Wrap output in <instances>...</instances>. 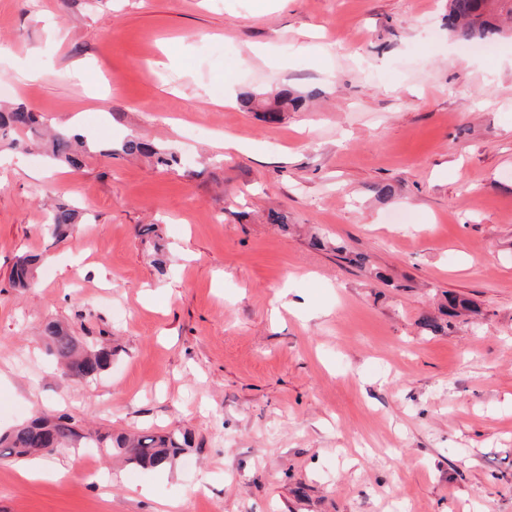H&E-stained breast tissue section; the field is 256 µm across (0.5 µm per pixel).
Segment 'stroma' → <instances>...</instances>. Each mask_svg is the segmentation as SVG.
I'll return each instance as SVG.
<instances>
[{
    "mask_svg": "<svg viewBox=\"0 0 512 512\" xmlns=\"http://www.w3.org/2000/svg\"><path fill=\"white\" fill-rule=\"evenodd\" d=\"M447 7L0 0L9 103L89 145L72 169L0 144V430L192 438L166 477L102 448L0 463V512H512V39L474 53ZM286 86L322 94L275 123L237 102ZM132 135L181 167L118 153ZM47 202L88 221L56 239ZM452 294L480 316L423 330ZM51 320L111 366L62 375ZM40 257L24 256L13 265L10 273V282L14 288H27L37 275Z\"/></svg>",
    "mask_w": 512,
    "mask_h": 512,
    "instance_id": "obj_1",
    "label": "stroma"
}]
</instances>
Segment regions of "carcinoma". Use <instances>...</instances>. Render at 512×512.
<instances>
[{
    "label": "carcinoma",
    "instance_id": "carcinoma-1",
    "mask_svg": "<svg viewBox=\"0 0 512 512\" xmlns=\"http://www.w3.org/2000/svg\"><path fill=\"white\" fill-rule=\"evenodd\" d=\"M448 31L453 38L463 43L490 41L506 36L503 18L512 19V0H448ZM321 90L313 89L300 93L285 88L273 101L268 102L255 95L239 96L240 106L249 112H262L265 119L274 123L280 113L290 109H302L307 100L317 97ZM40 137L36 115L23 105L0 110V142L10 141L13 147L28 149L24 136ZM44 155L52 162L71 168L82 167L84 153L81 150V135L57 131L40 141ZM118 151L127 156H147L160 166L180 164L176 152L139 136H131L121 143ZM83 214L68 205H56L47 215V230L55 237L64 235L79 223ZM40 258L24 256L13 265L10 282L15 288L30 286L37 275ZM477 313L471 303L461 297H448V320L434 317L423 318V326L434 335L451 333L453 319L464 314ZM49 352L57 363L72 371L77 379L89 380L105 371L112 363V349L100 346L87 348L68 329L56 322L45 327ZM91 440L97 448H107L144 468H155L175 460L184 449L191 446L190 437L180 431L163 435L98 434L91 436L83 432L78 422L67 414L49 416L42 414L28 423L21 424L9 433L0 436V461L39 456L53 448H77L83 441Z\"/></svg>",
    "mask_w": 512,
    "mask_h": 512
}]
</instances>
